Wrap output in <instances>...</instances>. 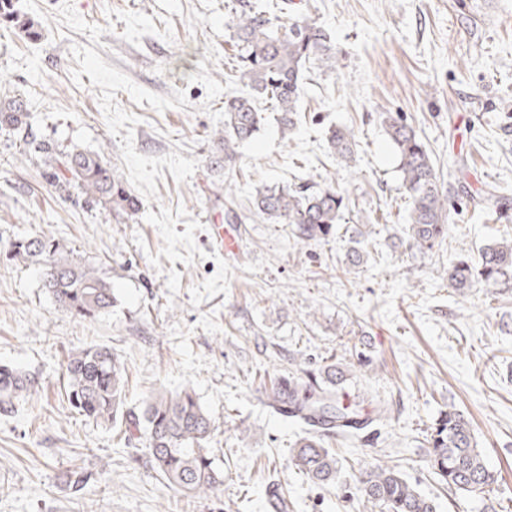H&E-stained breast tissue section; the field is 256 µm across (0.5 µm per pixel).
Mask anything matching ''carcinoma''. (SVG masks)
<instances>
[{
  "mask_svg": "<svg viewBox=\"0 0 512 512\" xmlns=\"http://www.w3.org/2000/svg\"><path fill=\"white\" fill-rule=\"evenodd\" d=\"M232 10L231 39L237 52L239 90L224 99L222 139L226 160L233 159L237 148L255 138L264 125L259 101L278 114L282 130L293 129L309 65L334 72L337 61L330 33L310 17L276 24L254 0H234ZM0 23L30 40L42 36L41 22L16 9L14 0H0ZM381 118L410 199L409 247L431 250L445 238L453 223L448 195L442 192L431 155L414 128L398 113L383 112ZM30 129L31 113L23 97L0 96V130L23 134L24 153L45 157L43 177L51 186L77 204L129 216L138 213L139 200L103 154L75 148L61 151L52 142L29 134ZM326 141L336 159L346 165L353 161L356 140L351 129L336 125L328 130ZM251 205L269 224L293 225L297 242L305 244L331 236L343 220L350 199L332 186L266 185L255 190ZM363 237L362 229L352 231L354 246L348 250L347 259L353 267L361 264L362 252L357 245ZM9 255L52 270L43 287L76 319L93 322L116 302L112 285L103 274L81 257L63 254L52 238L19 236L10 244ZM448 282L458 291L479 285L512 290V243L484 247L476 263L465 255L458 256L448 267ZM64 374L71 406L97 423L124 422L125 439L143 441L156 471L177 491L194 496L213 493L224 485V472L214 465L208 448L211 421L192 388L154 395L136 412L126 407L121 362L104 345L72 351ZM343 377L345 371L330 363L317 375L307 372L289 379L286 393L277 387L262 393L264 404L279 413L283 398H288V417L306 427L307 436L290 449V459L314 483L332 482L338 470L336 456L322 445L317 434L345 431L367 401L359 394L351 402H343ZM37 386L36 377L1 364L0 414L12 413ZM427 443L426 462L447 487L473 492L496 483V472L487 465L470 423L458 410L448 408ZM360 484L365 501L384 512H437L435 501L393 467H371Z\"/></svg>",
  "mask_w": 512,
  "mask_h": 512,
  "instance_id": "carcinoma-1",
  "label": "carcinoma"
}]
</instances>
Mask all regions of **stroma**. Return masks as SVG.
I'll list each match as a JSON object with an SVG mask.
<instances>
[{
    "mask_svg": "<svg viewBox=\"0 0 512 512\" xmlns=\"http://www.w3.org/2000/svg\"><path fill=\"white\" fill-rule=\"evenodd\" d=\"M227 3L17 0L42 39L0 25V92L23 96L38 137L103 153L140 202L132 218L75 204L0 131V365L39 380L0 415V512H267L276 483L288 512H363L359 476L376 464L397 468L438 512H512V291L461 293L447 276L460 251L512 239V223L472 204L491 184L512 201V0H285L281 20L315 17L332 34L336 70L312 69L291 131L268 121L229 161ZM384 112L426 144L454 211L427 252L407 242ZM336 124L358 141L348 167L325 141ZM294 183L347 191L346 224L369 230L360 266L348 265L344 238L303 247L291 225L249 212L255 188ZM215 224L236 234V253L214 248ZM25 234L99 269L116 305L92 323L62 310L38 264L6 256ZM91 343L118 355L129 408L161 389L195 391L221 491L183 496L143 443L70 406L63 365ZM329 363L344 369L346 391L371 393L390 417L322 436L338 473L321 487L289 459L302 425L258 396ZM451 406L499 474L491 490L449 489L426 464V434ZM79 473L91 477L82 488Z\"/></svg>",
    "mask_w": 512,
    "mask_h": 512,
    "instance_id": "1",
    "label": "stroma"
}]
</instances>
